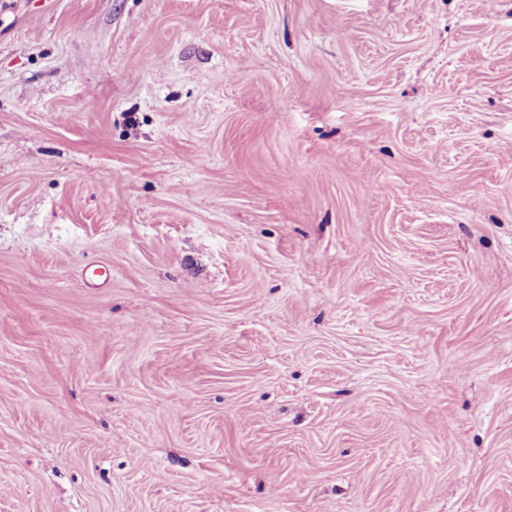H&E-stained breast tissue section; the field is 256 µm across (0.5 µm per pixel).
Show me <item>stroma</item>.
Returning a JSON list of instances; mask_svg holds the SVG:
<instances>
[{"label":"stroma","mask_w":512,"mask_h":512,"mask_svg":"<svg viewBox=\"0 0 512 512\" xmlns=\"http://www.w3.org/2000/svg\"><path fill=\"white\" fill-rule=\"evenodd\" d=\"M0 512H512V0H0Z\"/></svg>","instance_id":"1"}]
</instances>
